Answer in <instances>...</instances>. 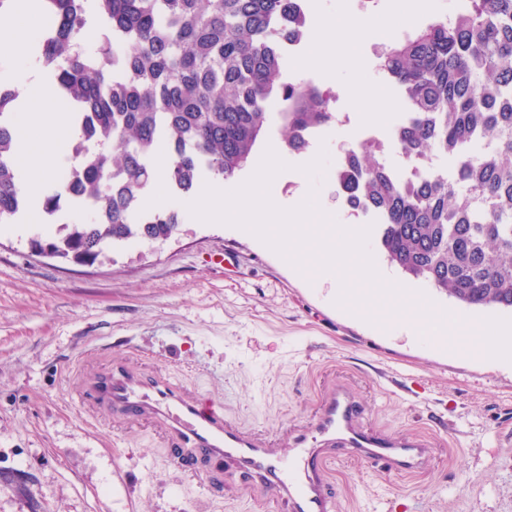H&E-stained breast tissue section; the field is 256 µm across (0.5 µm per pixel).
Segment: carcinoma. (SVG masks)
<instances>
[{
	"instance_id": "1",
	"label": "carcinoma",
	"mask_w": 512,
	"mask_h": 512,
	"mask_svg": "<svg viewBox=\"0 0 512 512\" xmlns=\"http://www.w3.org/2000/svg\"><path fill=\"white\" fill-rule=\"evenodd\" d=\"M88 0H40L49 18L38 55L56 93L72 103L80 134L43 211L60 222L62 202L87 211L61 222L66 233L31 244L60 258L94 262L133 238L166 240L181 223L174 209L142 203L159 147L178 194L207 170L229 180L252 159L273 113L290 152L336 120L334 96L283 78V49L306 27L307 0H93L103 41L89 52L76 36ZM380 68L406 115L392 142L422 173L404 180L376 157L382 143L346 149L336 166L344 201L370 212L388 260L467 308L512 309V0H462L390 44ZM19 89L0 83V222L30 205L17 186L10 116ZM448 159L451 174L431 165Z\"/></svg>"
}]
</instances>
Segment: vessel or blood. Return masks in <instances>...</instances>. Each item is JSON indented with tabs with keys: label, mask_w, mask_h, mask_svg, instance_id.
Wrapping results in <instances>:
<instances>
[{
	"label": "vessel or blood",
	"mask_w": 512,
	"mask_h": 512,
	"mask_svg": "<svg viewBox=\"0 0 512 512\" xmlns=\"http://www.w3.org/2000/svg\"><path fill=\"white\" fill-rule=\"evenodd\" d=\"M80 398L98 414H132L160 423L174 462L190 475L236 471L264 488L282 512H335L329 465L337 451L379 471H415L431 457L421 437L364 429L360 406L341 386L287 448L243 430L223 410L204 405L166 380L149 382L119 366L84 371Z\"/></svg>",
	"instance_id": "obj_1"
}]
</instances>
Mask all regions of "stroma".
Wrapping results in <instances>:
<instances>
[{
	"label": "stroma",
	"mask_w": 512,
	"mask_h": 512,
	"mask_svg": "<svg viewBox=\"0 0 512 512\" xmlns=\"http://www.w3.org/2000/svg\"><path fill=\"white\" fill-rule=\"evenodd\" d=\"M308 0L301 51L284 75L330 91L336 120L309 144L330 161L306 185L277 175L274 196L314 189L339 224L361 227L337 193L335 162L364 134L384 145L393 169L405 161L389 133L399 113L395 85L377 68L384 43L369 38L316 52L320 20L372 15L394 41L457 0ZM367 59L365 83L388 105L369 122L351 94L347 61ZM30 234L0 232V512H278L239 474L197 480L175 465L161 424L86 413L79 402L84 362L124 364L223 404L240 427L288 441L336 385L364 406V427L412 433L432 445L415 472L369 473L337 457L330 489L336 512H512V366L383 330L336 305L330 283L300 274L248 231L181 221L164 241L132 239L78 264L39 256ZM376 266L432 304L457 308L445 292L406 276L369 238Z\"/></svg>",
	"instance_id": "35a3bbf8"
}]
</instances>
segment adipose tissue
<instances>
[{"label":"adipose tissue","mask_w":512,"mask_h":512,"mask_svg":"<svg viewBox=\"0 0 512 512\" xmlns=\"http://www.w3.org/2000/svg\"><path fill=\"white\" fill-rule=\"evenodd\" d=\"M39 13L38 0H20L10 18L0 20V47L6 49L16 63L11 78L26 91L17 114L20 131L17 170L21 185L30 198L29 212L24 219L26 228L30 230L40 224L44 198L42 184L50 177L54 167L52 154L36 152L34 145L47 134L52 135L59 145L77 135L76 126L69 120L67 109L54 102L47 67L37 61L33 52V40L28 31ZM383 35V22L376 17L360 18L342 27L333 21H323L319 23L316 32L317 40L323 46L339 42L348 44L364 36L380 38Z\"/></svg>","instance_id":"adipose-tissue-1"}]
</instances>
